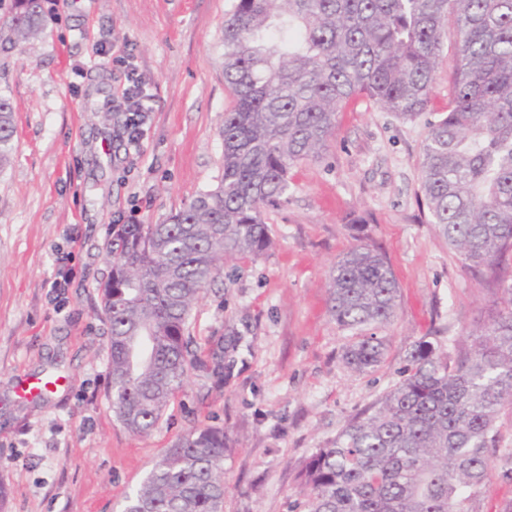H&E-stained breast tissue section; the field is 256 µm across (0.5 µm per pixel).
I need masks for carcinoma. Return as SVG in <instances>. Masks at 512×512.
Here are the masks:
<instances>
[{
    "mask_svg": "<svg viewBox=\"0 0 512 512\" xmlns=\"http://www.w3.org/2000/svg\"><path fill=\"white\" fill-rule=\"evenodd\" d=\"M0 45L40 33L42 0H14ZM453 18L456 69L448 109L423 147L430 223L482 284L493 314L450 359L430 341L372 410L351 418L300 470L303 512H476L491 459L512 476L497 420L512 407V0H234L224 21V163L217 186L161 224H114L111 274L101 289L109 334L108 398L117 421L148 435L190 373L205 366L190 317L230 260L272 246L262 219L288 199V173L319 160L341 107L365 98L403 119L428 111ZM13 108L0 98V170L11 160ZM330 311L347 329L396 317L398 284L370 246L329 271ZM384 357L363 336L343 353L364 373ZM222 379L234 361L212 351ZM228 438L198 427L166 448L123 512H224Z\"/></svg>",
    "mask_w": 512,
    "mask_h": 512,
    "instance_id": "obj_1",
    "label": "carcinoma"
}]
</instances>
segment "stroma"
Masks as SVG:
<instances>
[{
	"label": "stroma",
	"instance_id": "obj_1",
	"mask_svg": "<svg viewBox=\"0 0 512 512\" xmlns=\"http://www.w3.org/2000/svg\"><path fill=\"white\" fill-rule=\"evenodd\" d=\"M232 5L43 0V31L0 48V96L16 124L0 170V512H122L164 448L202 426L229 437L224 512H299L304 462L402 379L413 346L455 355L494 308L420 205L428 124L446 110L455 65L447 49L417 119L363 99L345 106L324 158L294 166L287 203L264 210L270 250L238 261L234 279L218 278L195 305L202 349L223 345L226 325L240 332L231 375L207 392L192 376L150 435L117 422L100 318L112 226L161 223L216 187L234 105L224 82ZM132 68L153 111L136 159L116 109ZM360 244L387 257L400 296L391 324L357 332L330 313L328 273ZM361 334L386 346L364 375L342 359ZM25 377L50 385L25 396Z\"/></svg>",
	"mask_w": 512,
	"mask_h": 512
}]
</instances>
